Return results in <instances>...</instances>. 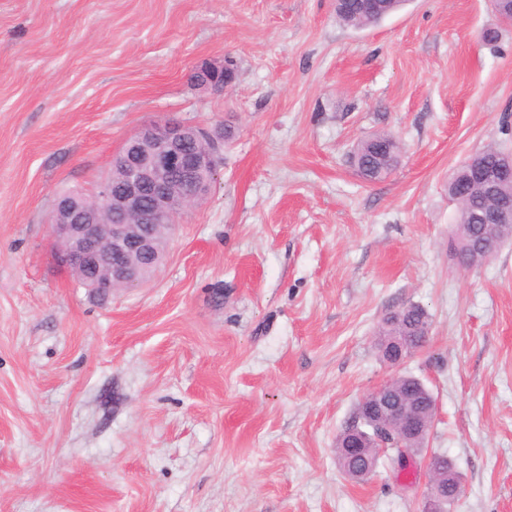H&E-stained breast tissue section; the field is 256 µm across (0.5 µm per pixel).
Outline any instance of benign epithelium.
<instances>
[{
	"label": "benign epithelium",
	"mask_w": 512,
	"mask_h": 512,
	"mask_svg": "<svg viewBox=\"0 0 512 512\" xmlns=\"http://www.w3.org/2000/svg\"><path fill=\"white\" fill-rule=\"evenodd\" d=\"M193 84L222 94L235 82L236 72L228 64H204L193 70ZM224 125L199 128L173 119L157 120L142 126L130 136L113 162L125 172L119 186L112 176L99 185L96 194L114 204L112 223L100 222L86 197L76 193L56 197L50 218V233L57 261L82 276L85 287L97 297L107 298L118 287L138 288L145 283L138 261L156 258L152 222L172 223L203 203L210 194L221 164ZM469 183L484 197L494 200L488 219L497 224L512 223V195L503 191L512 184V154L502 153L497 165L487 167L474 152L468 161ZM182 184L179 194L173 181ZM502 241L469 237L464 243L454 240V261L458 269L467 268L466 256L479 251L493 257ZM385 361L400 366L409 350L402 336H383ZM397 375L381 384L360 403L357 420L370 422L374 432L359 427L345 430L342 448L353 459H367L372 449L389 444L411 448L413 440L430 428L434 398L422 401L403 396L393 384Z\"/></svg>",
	"instance_id": "7a95c632"
}]
</instances>
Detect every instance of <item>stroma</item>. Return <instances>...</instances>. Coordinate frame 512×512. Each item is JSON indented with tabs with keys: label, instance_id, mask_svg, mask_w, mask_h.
<instances>
[{
	"label": "stroma",
	"instance_id": "1",
	"mask_svg": "<svg viewBox=\"0 0 512 512\" xmlns=\"http://www.w3.org/2000/svg\"><path fill=\"white\" fill-rule=\"evenodd\" d=\"M228 59L223 94L192 86ZM165 118L231 125L224 163L150 281L99 300L49 215ZM379 131L400 164L370 184L348 157ZM489 145L512 149L489 0L366 29L334 0H0V512H421L435 453L448 512H512V240L468 272L450 252L448 178ZM409 304L432 327L398 371L436 415L411 475L355 482L336 437ZM435 456V468L429 472V484L430 487L434 482H438L442 485L443 493L447 495L448 499L441 495L439 491L431 494L429 500L425 502V512H444V506L449 502H454L462 494V486L460 490H457V484L450 485L448 487V457L434 454Z\"/></svg>",
	"mask_w": 512,
	"mask_h": 512
}]
</instances>
